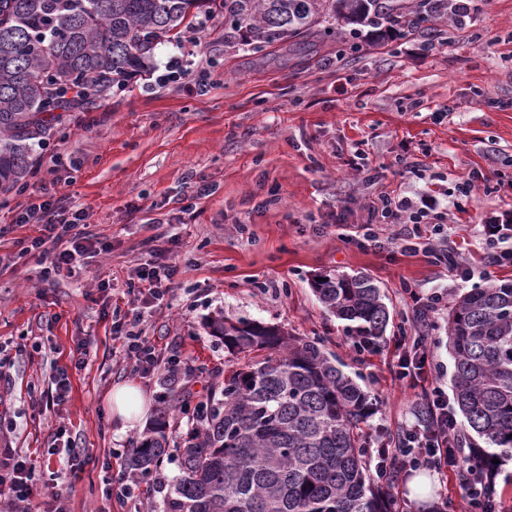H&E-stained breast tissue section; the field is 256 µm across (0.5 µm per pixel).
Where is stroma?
<instances>
[{"label": "stroma", "mask_w": 512, "mask_h": 512, "mask_svg": "<svg viewBox=\"0 0 512 512\" xmlns=\"http://www.w3.org/2000/svg\"><path fill=\"white\" fill-rule=\"evenodd\" d=\"M199 37L194 68L204 71L205 84L196 93L156 84L182 54L176 44H158L150 70L124 91L63 114L33 149L25 192L0 194V346L11 359L0 369V391L10 392L5 409L16 422L0 448L42 453L65 425L88 450L69 512H129L105 496L108 478L126 476L128 450L141 436L121 433L108 407L112 389L128 382L149 403L145 426L159 406L173 408L163 459L168 485L146 505L164 512L195 405L224 382L227 354L205 328L207 318L243 317L299 338L322 337L344 372L375 396L365 429L378 442L418 422L433 383H450L444 312L417 323L444 373L413 389L393 375L412 306L403 286L454 300L512 279V264L483 261L484 225L512 228V188L474 192L464 202L468 219L448 224V241L465 258L460 272L420 253L392 257L345 238L380 192L451 189L473 170L512 176V0H484L461 21L425 23L402 36L383 25L356 35L345 27L323 36L309 62L285 48L254 51L241 32L226 35L210 24ZM359 149L372 174L348 166ZM416 161L428 180L411 173ZM47 194L67 210L86 211L90 230L111 246L81 277L52 284L39 282L35 256L20 253V241L38 236L39 225L13 222L22 206ZM165 214L175 223H162ZM166 245L179 272L141 325L180 361L183 380L164 388L130 373L112 323L136 302L125 284L138 264ZM343 273L368 275L381 290L389 321L376 355L356 354L345 321L328 314L312 290L316 275ZM85 338L93 357L78 370L72 354ZM59 369L71 383L66 401L58 413L33 417L31 394ZM414 476L405 471L396 482L400 512H435L455 491L454 481L433 471L430 495L411 498Z\"/></svg>", "instance_id": "1"}]
</instances>
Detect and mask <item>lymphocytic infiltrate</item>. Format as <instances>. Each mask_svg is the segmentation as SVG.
I'll return each mask as SVG.
<instances>
[{
  "mask_svg": "<svg viewBox=\"0 0 512 512\" xmlns=\"http://www.w3.org/2000/svg\"><path fill=\"white\" fill-rule=\"evenodd\" d=\"M86 214L83 211L65 213L56 202L45 200L29 203L16 216L19 224H38L42 235L29 240L25 253H36L44 258L42 279L64 274L78 276L87 267V261L108 254V244L91 238L85 232ZM448 221V211L436 203L417 205L406 193L383 192L368 207V218L360 230L349 235V242L360 248L372 247L379 239L373 227L377 224L399 225V232L390 242L397 253L423 252L426 257H437L431 237L439 233ZM166 249H159L155 260L137 268L140 304L128 310L122 320L113 324L117 338L125 339V357L134 373L150 374L159 369L162 358L156 346L145 337L133 335L132 327L142 322L144 311L163 299L164 285L177 273L175 265L166 263ZM429 365V350L425 336L413 337L397 354L393 369L396 378L407 387H414ZM428 424L406 426L398 438L386 441L374 450V468L384 476L398 470L432 467L458 477L459 498H444L443 512H499L498 505L487 491L479 463L470 469L460 466L461 445L457 435L458 423L448 405V394L442 386H435L428 404ZM65 426H58L48 445V455L63 457L64 470L50 473L43 483H35L38 461L15 449L0 450V502L8 512H66L65 503L73 493L81 470L82 448L67 438Z\"/></svg>",
  "mask_w": 512,
  "mask_h": 512,
  "instance_id": "1",
  "label": "lymphocytic infiltrate"
}]
</instances>
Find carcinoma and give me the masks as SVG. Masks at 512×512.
Masks as SVG:
<instances>
[{"instance_id":"cac0c4a2","label":"carcinoma","mask_w":512,"mask_h":512,"mask_svg":"<svg viewBox=\"0 0 512 512\" xmlns=\"http://www.w3.org/2000/svg\"><path fill=\"white\" fill-rule=\"evenodd\" d=\"M433 0H0V190L23 184L53 90L129 79L155 46L226 19L260 50L340 23L412 32L440 14ZM357 336L379 339L389 320L365 275H329L313 288ZM254 322L208 323L231 355L224 385L196 409L179 447L181 473L166 512H396L364 460L371 395L318 341L261 336ZM454 400L492 460L512 458V281L461 295L448 314ZM169 407L131 449V476L152 473L168 449Z\"/></svg>"}]
</instances>
